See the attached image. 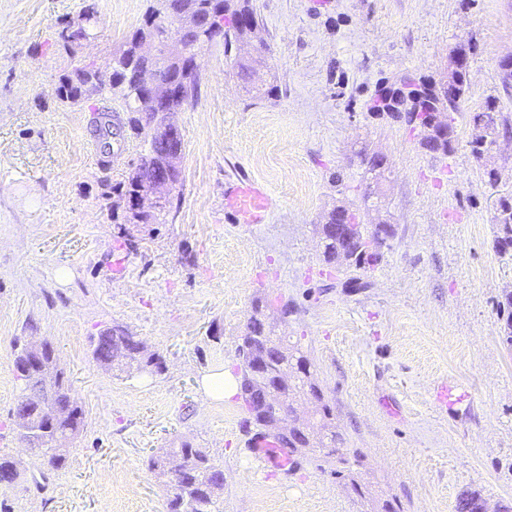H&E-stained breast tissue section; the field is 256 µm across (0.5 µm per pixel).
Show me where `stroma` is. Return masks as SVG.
Listing matches in <instances>:
<instances>
[{
  "mask_svg": "<svg viewBox=\"0 0 512 512\" xmlns=\"http://www.w3.org/2000/svg\"><path fill=\"white\" fill-rule=\"evenodd\" d=\"M149 0H0V453L22 476L0 483V512H167L150 457L188 441L224 468V512H358L330 472L263 463L239 398H206L204 376L240 372L238 346L256 299L276 302L313 364L346 452H359L377 496L402 512H457L480 491L489 512L512 504V346L499 305L512 256L494 249L493 217L512 202V139L498 177L470 151V117L488 100L512 121V0H255L268 48L261 77L278 97L246 92L222 44L199 52L197 99L176 113L181 179L154 224L128 222L112 187L142 150L92 156L94 114L55 97L60 75L113 53ZM97 38L75 50L58 25L85 9ZM465 46L466 93L454 150L424 149L404 122L372 113L384 81L440 79ZM388 160L379 185L395 233L371 271L328 266L316 226L339 204L360 209L359 145ZM262 182L266 223L224 208L230 180ZM139 249L127 252L125 239ZM138 336L164 370L95 362L110 327ZM52 342L86 427L67 463L46 470L17 440L22 382L15 338Z\"/></svg>",
  "mask_w": 512,
  "mask_h": 512,
  "instance_id": "35a3bbf8",
  "label": "stroma"
}]
</instances>
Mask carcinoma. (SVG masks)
Returning <instances> with one entry per match:
<instances>
[{
    "instance_id": "cac0c4a2",
    "label": "carcinoma",
    "mask_w": 512,
    "mask_h": 512,
    "mask_svg": "<svg viewBox=\"0 0 512 512\" xmlns=\"http://www.w3.org/2000/svg\"><path fill=\"white\" fill-rule=\"evenodd\" d=\"M217 14L224 23V57L231 58L243 73L256 70L263 65L262 52L266 49V40L262 36V27L254 0H153L143 15L141 24L127 37L119 51L112 55V85L121 87L120 109H112V115L118 117L125 112V130L114 141L129 136L144 137L151 156L162 158L163 140L155 134L148 117L142 110L144 89L131 78V73L145 67L148 62L138 54L141 41L149 38L157 45L159 57L154 63L158 85L171 94L178 95L174 100L178 110L198 97L199 74L195 65V56L200 50L215 43L212 33L192 27L178 26L180 19L198 14ZM95 71L86 67L74 69L59 79L57 98L63 103L79 104L86 101L90 90L98 91L101 96L111 93L104 83L88 85L89 76ZM434 80L419 79L411 84V112L404 121L415 130L422 131L431 125L435 114L440 113L448 120V128L454 127V113L459 103L446 104L437 97L433 89ZM472 118L483 123L490 134L512 131V125L497 111L495 103L489 102L482 111ZM147 172L139 165L129 173L127 179L112 187V193L119 196L131 195L145 187ZM495 250L505 255L512 252V204L503 206L501 216L495 222ZM262 299L253 305L254 314L249 318L253 331L262 335L253 346L260 353L271 342L269 334L263 333L261 315ZM143 348L142 341L121 326H114L100 333L94 339L92 355L101 366L114 370L124 366L127 360L136 358V352ZM297 374L288 383V399L301 392H308L315 398L313 416L306 420L311 429L323 428L327 434L318 439L319 455L311 458L314 466L320 470L324 465L336 464L331 470L344 491L359 505V512H399L398 504L376 497L368 472L364 470L361 457L353 455L348 459L343 452V438L336 430V416L324 389L317 382L308 357L300 353L301 347L293 344ZM240 397L245 407H251L253 384L247 364L241 365L239 380ZM63 432L78 436L84 429L83 411L76 401L69 402L68 413L56 421ZM173 456L183 460L182 471L170 478L166 462ZM42 464L49 470H57L66 465V455L52 447H45L41 453ZM149 470L163 483L168 512H223L224 469L216 465L201 448H195L184 442L178 448H167L152 457ZM485 500L476 490L464 492L458 505V512H483Z\"/></svg>"
}]
</instances>
